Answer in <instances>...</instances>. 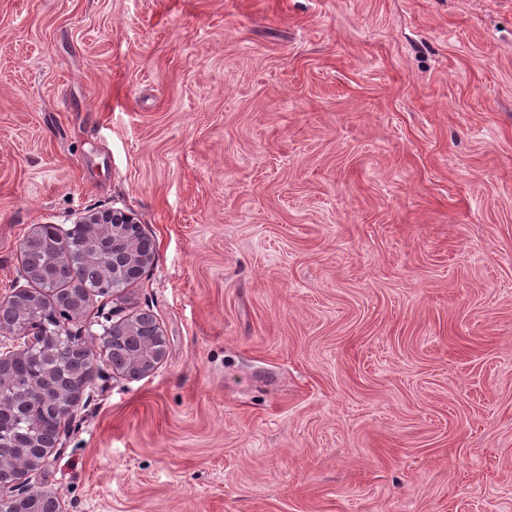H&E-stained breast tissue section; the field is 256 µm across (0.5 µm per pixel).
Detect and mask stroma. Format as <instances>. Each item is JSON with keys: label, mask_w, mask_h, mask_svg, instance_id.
<instances>
[{"label": "stroma", "mask_w": 512, "mask_h": 512, "mask_svg": "<svg viewBox=\"0 0 512 512\" xmlns=\"http://www.w3.org/2000/svg\"><path fill=\"white\" fill-rule=\"evenodd\" d=\"M108 208L67 512H512V0H0V296ZM74 224L66 233L67 237L78 229H95L111 224L110 229L101 236L108 249L104 250L92 237H89L83 247L78 236L71 242L67 239L63 241L52 235L48 229L32 237L23 253V268L27 276L53 299L68 288H73L71 292L74 294L73 303L68 306H60L54 300L49 302L43 317L55 316L61 312L69 320L79 318L76 315L82 310L74 308L77 295L88 290L104 295L102 287L109 284L108 272H112V289L104 290L111 291L114 299L115 296L118 297L121 288L142 278L153 261L154 243L143 232L132 213L120 209L90 210L78 216ZM113 224L116 227H112ZM129 236L139 240L138 250L134 254L127 257L115 248L112 251V237L115 239ZM74 280L79 281L85 288L71 286ZM136 320L139 321V323L136 322V325L142 329V333L152 336V341L155 343V361L150 365H142L136 362L128 363L126 360L121 361L116 359H108V366L111 368V370H113V373H121L122 375L133 379L143 377L152 372L164 358L165 352V339L159 331L157 325L153 322L152 317L149 314L143 313Z\"/></svg>", "instance_id": "obj_1"}]
</instances>
